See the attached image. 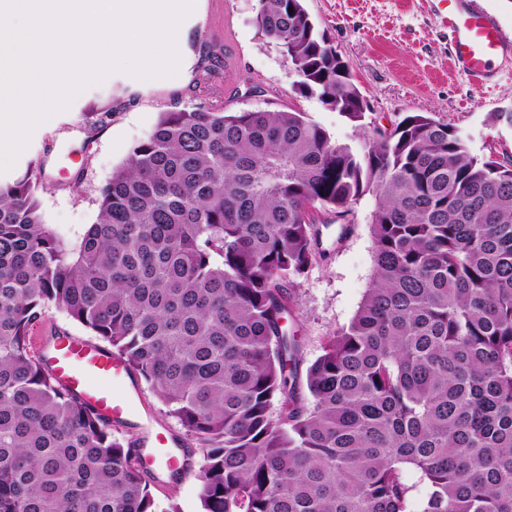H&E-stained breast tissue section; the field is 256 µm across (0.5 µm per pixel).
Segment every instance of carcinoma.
I'll use <instances>...</instances> for the list:
<instances>
[{
	"instance_id": "1",
	"label": "carcinoma",
	"mask_w": 512,
	"mask_h": 512,
	"mask_svg": "<svg viewBox=\"0 0 512 512\" xmlns=\"http://www.w3.org/2000/svg\"><path fill=\"white\" fill-rule=\"evenodd\" d=\"M255 23L355 138L289 107L164 112L74 249L41 165L0 181V512H157L136 450L36 355L52 307L198 443L202 512H512V160L427 113L370 118L303 0ZM197 55L196 91L224 46ZM366 195L372 283L302 382L286 319L315 211L346 224Z\"/></svg>"
}]
</instances>
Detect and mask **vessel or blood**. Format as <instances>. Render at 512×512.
I'll list each match as a JSON object with an SVG mask.
<instances>
[{
	"mask_svg": "<svg viewBox=\"0 0 512 512\" xmlns=\"http://www.w3.org/2000/svg\"><path fill=\"white\" fill-rule=\"evenodd\" d=\"M464 0H444V23L451 36L453 67L480 83L492 79L491 65L507 53L498 20L490 13L467 8ZM56 381L77 393L116 427L136 425L144 448L143 470H187L172 432L141 412L142 391L127 363L100 345L78 336L43 339Z\"/></svg>",
	"mask_w": 512,
	"mask_h": 512,
	"instance_id": "b4317fda",
	"label": "vessel or blood"
}]
</instances>
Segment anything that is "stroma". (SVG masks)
Returning a JSON list of instances; mask_svg holds the SVG:
<instances>
[{"mask_svg": "<svg viewBox=\"0 0 512 512\" xmlns=\"http://www.w3.org/2000/svg\"><path fill=\"white\" fill-rule=\"evenodd\" d=\"M434 2L304 0V5L348 64L381 124L410 112H427L462 131L473 153L510 157L512 127L498 123L495 115L512 111V61L498 66L485 85L449 69L451 42L435 15ZM255 6L256 0H195L181 23L183 41L174 76L138 79L114 72L87 87L67 109L33 130L0 180L22 175L30 163L43 165L45 180L38 198L44 220L68 245L78 246L98 214L99 186L155 127L161 113L203 104V97L191 92L195 43L210 37L224 46V72L214 82L223 88L229 110L293 107L336 138H351V125L336 112L317 97L297 92L289 63L254 23ZM372 205L368 196L355 205L345 237H338L336 228L325 230L324 258L296 280L289 325L304 344L305 362L319 356L326 338L350 322L371 284ZM192 462L189 474L163 473L152 480L160 512L172 503L180 512H201V450H194Z\"/></svg>", "mask_w": 512, "mask_h": 512, "instance_id": "obj_1", "label": "stroma"}]
</instances>
